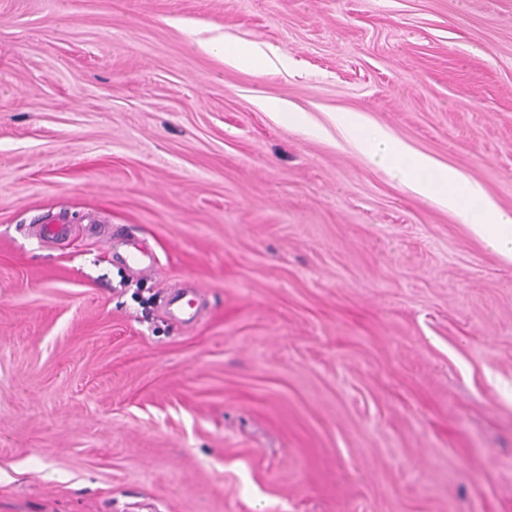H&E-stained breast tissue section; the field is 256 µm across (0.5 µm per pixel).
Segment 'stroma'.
<instances>
[{"label":"stroma","instance_id":"stroma-1","mask_svg":"<svg viewBox=\"0 0 512 512\" xmlns=\"http://www.w3.org/2000/svg\"><path fill=\"white\" fill-rule=\"evenodd\" d=\"M281 103L512 213V0H0V512H512V263ZM224 61L239 67H252L258 68V70L280 66L285 68L288 65L286 56H269L264 54L259 47L247 43L239 44L232 49L225 46ZM124 245L126 249L122 260L132 271L142 270L154 264V255L139 239L134 237L128 238L125 240Z\"/></svg>","mask_w":512,"mask_h":512}]
</instances>
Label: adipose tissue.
<instances>
[{
  "label": "adipose tissue",
  "instance_id": "obj_1",
  "mask_svg": "<svg viewBox=\"0 0 512 512\" xmlns=\"http://www.w3.org/2000/svg\"><path fill=\"white\" fill-rule=\"evenodd\" d=\"M329 119L350 149L407 190L454 213L474 239L512 262V213L499 209L480 183L415 151L388 128L367 124L361 113L336 112Z\"/></svg>",
  "mask_w": 512,
  "mask_h": 512
}]
</instances>
